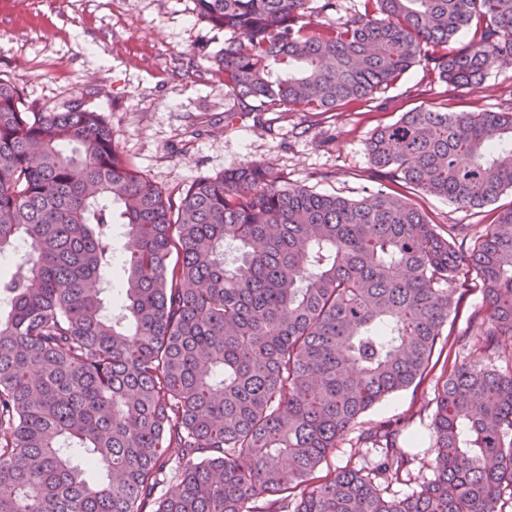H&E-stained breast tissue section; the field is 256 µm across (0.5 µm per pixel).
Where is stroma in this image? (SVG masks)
<instances>
[{
  "label": "stroma",
  "instance_id": "35a3bbf8",
  "mask_svg": "<svg viewBox=\"0 0 512 512\" xmlns=\"http://www.w3.org/2000/svg\"><path fill=\"white\" fill-rule=\"evenodd\" d=\"M225 33L200 21L193 0H0V77L16 83L25 112H63L74 102L98 112L121 158L172 201L203 177L253 163L273 170L282 184L358 199L375 189L397 192L440 226L465 225L467 245L512 208V190L480 209L387 178H372L366 142L374 130L404 112L512 111V63L488 70L480 89L449 86L412 67L370 100L331 112H240L215 54ZM456 309L437 341L431 374L363 414L359 429L398 423L400 446L412 454L408 481L384 486L403 498L433 476L431 428L435 386L454 365L478 360L503 371L512 366V342L483 348L485 299L473 274H460ZM376 453L348 433L322 472L368 471Z\"/></svg>",
  "mask_w": 512,
  "mask_h": 512
}]
</instances>
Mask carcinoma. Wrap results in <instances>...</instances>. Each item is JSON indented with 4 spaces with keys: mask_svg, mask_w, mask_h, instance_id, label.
Instances as JSON below:
<instances>
[{
    "mask_svg": "<svg viewBox=\"0 0 512 512\" xmlns=\"http://www.w3.org/2000/svg\"><path fill=\"white\" fill-rule=\"evenodd\" d=\"M362 2L194 0L233 34L216 55L230 111H334L417 65L476 89L512 61V0ZM366 150L462 208L512 189V112L415 109ZM116 208L126 279L109 309ZM464 239L405 196L321 194L257 165L175 204L124 163L99 113L23 112L0 78V257L30 244L0 267V512H502L512 368L476 361L436 383L434 478L419 491L381 494L412 461L390 426L358 436L380 450L372 473L316 476L363 413L428 374ZM470 265L494 349L512 339V208ZM172 472L176 490L156 497Z\"/></svg>",
    "mask_w": 512,
    "mask_h": 512,
    "instance_id": "carcinoma-1",
    "label": "carcinoma"
}]
</instances>
